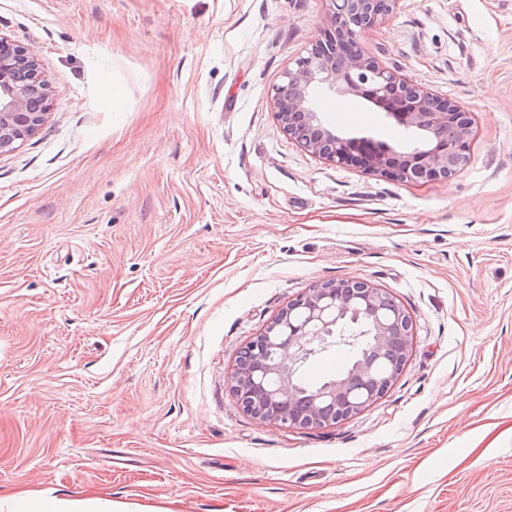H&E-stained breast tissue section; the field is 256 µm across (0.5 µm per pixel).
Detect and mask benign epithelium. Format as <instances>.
<instances>
[{
    "label": "benign epithelium",
    "mask_w": 512,
    "mask_h": 512,
    "mask_svg": "<svg viewBox=\"0 0 512 512\" xmlns=\"http://www.w3.org/2000/svg\"><path fill=\"white\" fill-rule=\"evenodd\" d=\"M321 39L310 44L271 91L288 135L313 154L340 165H358L402 181L450 178L469 149L473 119L454 102L438 97L381 65L358 42L393 14L399 0H329ZM364 99L412 133L405 145L372 150L367 138L342 136L322 121L317 90ZM51 90L37 58L0 36V155L34 136L44 125ZM412 338V322L385 291L359 279L316 285L292 300L257 336L232 376V389L254 418L286 428L336 424L378 400L400 374ZM364 354L348 371L308 392L296 375L315 356L332 348ZM385 358L391 372L374 385L364 377ZM278 385L267 389L261 376Z\"/></svg>",
    "instance_id": "obj_1"
}]
</instances>
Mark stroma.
<instances>
[{"mask_svg": "<svg viewBox=\"0 0 512 512\" xmlns=\"http://www.w3.org/2000/svg\"><path fill=\"white\" fill-rule=\"evenodd\" d=\"M327 12L0 0L53 90L0 156V512H512V0H400L359 36L473 115L460 171L419 182L283 130L271 90ZM352 278L412 321L387 392L316 429L244 411L249 342Z\"/></svg>", "mask_w": 512, "mask_h": 512, "instance_id": "obj_1", "label": "stroma"}]
</instances>
